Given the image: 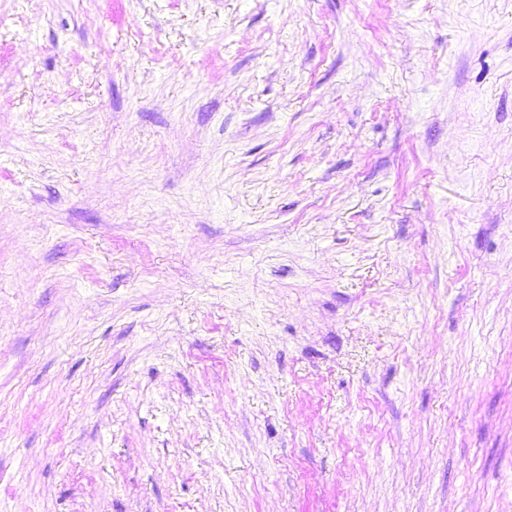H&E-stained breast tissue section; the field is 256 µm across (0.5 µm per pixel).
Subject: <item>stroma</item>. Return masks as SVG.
I'll return each mask as SVG.
<instances>
[{
	"instance_id": "stroma-1",
	"label": "stroma",
	"mask_w": 512,
	"mask_h": 512,
	"mask_svg": "<svg viewBox=\"0 0 512 512\" xmlns=\"http://www.w3.org/2000/svg\"><path fill=\"white\" fill-rule=\"evenodd\" d=\"M0 512H512V0H0Z\"/></svg>"
}]
</instances>
